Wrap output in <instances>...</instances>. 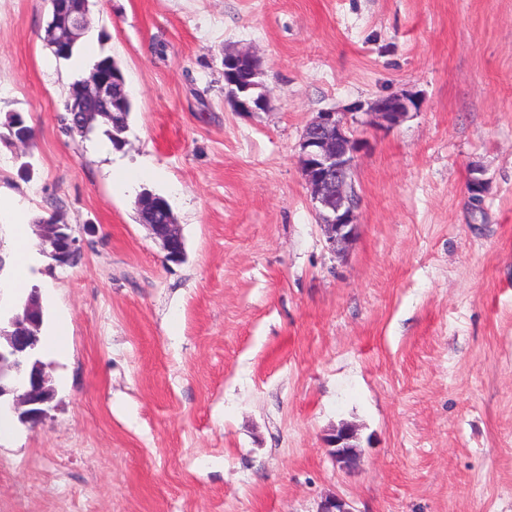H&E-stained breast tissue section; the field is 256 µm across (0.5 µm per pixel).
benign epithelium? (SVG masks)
<instances>
[{"instance_id": "7a95c632", "label": "benign epithelium", "mask_w": 512, "mask_h": 512, "mask_svg": "<svg viewBox=\"0 0 512 512\" xmlns=\"http://www.w3.org/2000/svg\"><path fill=\"white\" fill-rule=\"evenodd\" d=\"M50 19L46 43L59 57L69 54L89 27V0H48ZM224 92L234 111L263 112L269 95L264 72L247 50L224 52ZM126 103L124 79L93 69L76 82L66 102L72 132L87 135L104 113L121 111ZM418 102L407 95L394 94L371 102L364 112L365 123L392 129L417 109ZM364 140L354 134L347 113L332 109L316 113L306 124L299 142L297 161L304 176L317 223L329 251L345 256L356 243L360 198L353 175ZM140 221L145 224L171 262L182 259L184 241L168 202L145 193L138 202ZM40 254L48 266H69L82 254V246L69 224H39ZM23 311L0 314V408L9 409L22 424H36L46 415L54 389L49 385L42 355L43 327L39 289L26 297ZM356 430L344 425L328 438L336 468L349 471L357 464ZM317 512H354L349 501L331 495L322 500Z\"/></svg>"}]
</instances>
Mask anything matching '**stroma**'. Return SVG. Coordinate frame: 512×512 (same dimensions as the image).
<instances>
[{
    "mask_svg": "<svg viewBox=\"0 0 512 512\" xmlns=\"http://www.w3.org/2000/svg\"><path fill=\"white\" fill-rule=\"evenodd\" d=\"M79 54L120 62L122 149L58 120L70 61L47 0H0V239L57 203L84 246L31 250L56 388L0 436V512H512V0H91ZM248 49L266 111L235 112L225 50ZM410 94L355 126L359 239L326 248L297 165L316 112ZM486 182L481 211L469 180ZM163 196L185 257L138 217ZM358 429L336 468L325 441ZM418 102L407 95L394 94L377 98L371 102L365 112L366 123L380 129H392L401 124L412 110H416ZM358 437L356 430L349 425H343L336 428L334 433L328 438L329 447L334 448L331 451L332 459L336 468L342 471H349L357 464L359 454L356 448H360L357 443ZM352 449V451H350Z\"/></svg>",
    "mask_w": 512,
    "mask_h": 512,
    "instance_id": "1",
    "label": "stroma"
}]
</instances>
